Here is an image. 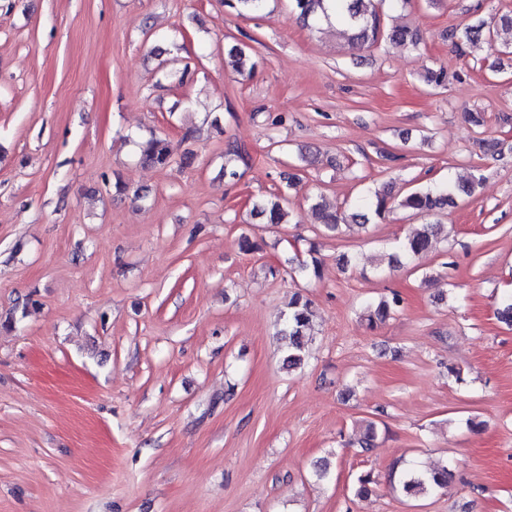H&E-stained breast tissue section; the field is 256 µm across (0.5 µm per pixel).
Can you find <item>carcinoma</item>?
I'll return each mask as SVG.
<instances>
[{
	"label": "carcinoma",
	"mask_w": 512,
	"mask_h": 512,
	"mask_svg": "<svg viewBox=\"0 0 512 512\" xmlns=\"http://www.w3.org/2000/svg\"><path fill=\"white\" fill-rule=\"evenodd\" d=\"M268 0H225V4L240 15H259L266 9ZM296 19L306 26L315 27L323 23L336 21L341 26V34L348 43L356 48L371 47L383 40H388L403 47H414L419 42L417 30L408 25H388L381 8L383 0H289ZM491 31L485 22L463 24L448 29V41L460 55L468 47L485 37ZM227 65L243 78L252 75L255 62L252 61L251 48L245 43L229 44L225 48ZM140 159L143 163L157 169L171 166L176 154L174 144L155 135L139 143ZM251 167V155L246 147L232 141L224 152V179L229 182L240 180ZM478 179L473 178L467 184L457 185L452 182L441 183L432 187L415 189L400 200H391V191L375 193L372 198L363 199L361 207L344 213L324 201L314 200L312 210L328 231H339L349 224H366L369 215L379 218L395 207L415 214L430 216L456 202L458 193L467 196L474 194ZM285 196L277 193L269 198L252 202L251 217L259 224H281L286 216L283 205ZM443 225L426 223L399 242L392 254L389 264H399L402 260L429 251L438 242ZM400 306V299L393 295L381 299L376 305L369 306L364 312L368 325L375 327L385 322ZM312 302L300 293L293 295L288 303V313L284 315L280 332L288 337V350L283 358V367L295 371L304 366L308 353L307 330L312 322ZM399 473V485L410 497H425L448 487L450 470L448 464L425 468L392 469Z\"/></svg>",
	"instance_id": "obj_1"
}]
</instances>
